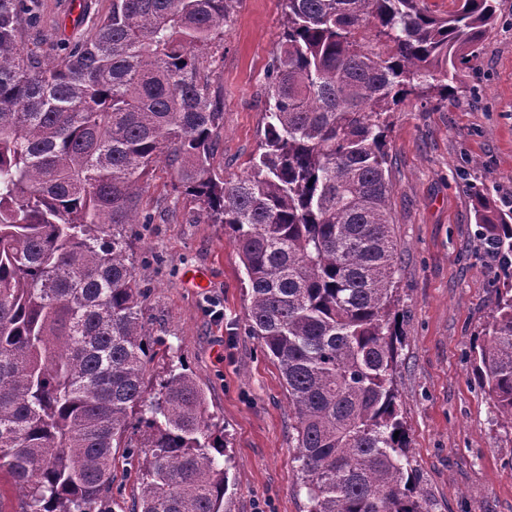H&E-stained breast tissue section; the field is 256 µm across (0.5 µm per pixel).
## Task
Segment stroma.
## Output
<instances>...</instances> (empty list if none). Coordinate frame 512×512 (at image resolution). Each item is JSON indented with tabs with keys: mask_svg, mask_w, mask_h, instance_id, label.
<instances>
[{
	"mask_svg": "<svg viewBox=\"0 0 512 512\" xmlns=\"http://www.w3.org/2000/svg\"><path fill=\"white\" fill-rule=\"evenodd\" d=\"M492 34L461 67L448 99L408 96L390 118L397 308L402 343L395 387L416 466L433 512H512V426L473 373L506 272L478 236L476 196L512 208V0H498ZM112 0H38L31 39L47 58L91 35ZM282 0H236L223 39L206 50L211 88L224 104L212 159L244 174L265 128L267 67L281 33ZM157 162L133 225L134 270L146 288L141 314L153 369L186 365L224 429L230 512H307L288 394L278 365L248 332L240 257L220 224L198 217ZM207 285L191 287V271Z\"/></svg>",
	"mask_w": 512,
	"mask_h": 512,
	"instance_id": "obj_1",
	"label": "stroma"
}]
</instances>
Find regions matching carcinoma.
Wrapping results in <instances>:
<instances>
[{
  "mask_svg": "<svg viewBox=\"0 0 512 512\" xmlns=\"http://www.w3.org/2000/svg\"><path fill=\"white\" fill-rule=\"evenodd\" d=\"M36 2L0 0V472L25 512H110L119 453L139 458L131 512H226L204 390L174 367L152 381L123 232L151 223L140 180L162 158L238 251L308 512H432L394 386L386 133L406 96L448 99L497 0L444 17L424 0H282L264 139L236 177L211 168L224 104L204 55L236 0H112L58 60L25 45ZM474 218L509 267L512 209L480 199ZM501 288L473 367L512 425V277Z\"/></svg>",
  "mask_w": 512,
  "mask_h": 512,
  "instance_id": "1",
  "label": "carcinoma"
}]
</instances>
